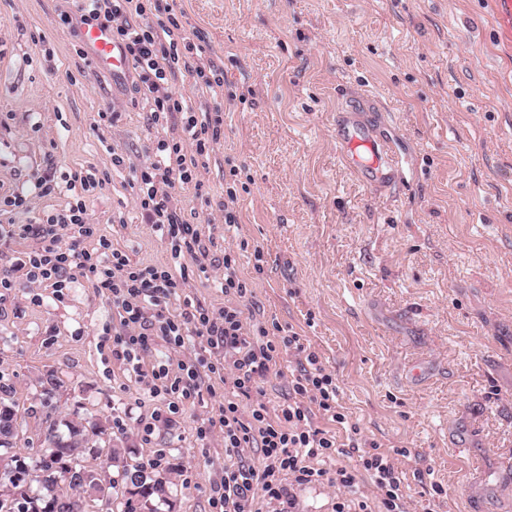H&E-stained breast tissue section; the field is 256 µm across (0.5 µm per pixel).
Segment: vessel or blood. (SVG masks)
I'll return each mask as SVG.
<instances>
[{"label":"vessel or blood","mask_w":512,"mask_h":512,"mask_svg":"<svg viewBox=\"0 0 512 512\" xmlns=\"http://www.w3.org/2000/svg\"><path fill=\"white\" fill-rule=\"evenodd\" d=\"M83 44L93 63L119 79L125 77L129 62L123 46L112 36L109 26L91 23L83 30ZM336 144L341 162L371 187H387L397 180V169L374 126L359 112L345 109L337 113Z\"/></svg>","instance_id":"1"}]
</instances>
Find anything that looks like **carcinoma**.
<instances>
[{"label":"carcinoma","instance_id":"carcinoma-1","mask_svg":"<svg viewBox=\"0 0 512 512\" xmlns=\"http://www.w3.org/2000/svg\"><path fill=\"white\" fill-rule=\"evenodd\" d=\"M40 402L48 404L60 383L49 371L40 381ZM19 416L12 388L0 383V512H84L85 496L105 498L126 509L137 499L140 512H162L171 506L170 481L143 462L122 465L121 480L98 477L97 460L107 454L120 460L122 449L109 429L97 422L83 424L46 415L40 448L32 456L14 451L20 441Z\"/></svg>","mask_w":512,"mask_h":512}]
</instances>
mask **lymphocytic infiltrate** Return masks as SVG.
Here are the masks:
<instances>
[{"label":"lymphocytic infiltrate","instance_id":"obj_1","mask_svg":"<svg viewBox=\"0 0 512 512\" xmlns=\"http://www.w3.org/2000/svg\"><path fill=\"white\" fill-rule=\"evenodd\" d=\"M75 2V12L62 14L61 22L111 26L137 76L135 89L156 136L147 162L129 168L130 186L143 223L164 238L170 262L160 267L131 264L125 252L105 239L96 249L81 248V240L96 232L82 197L96 186L89 174L80 179L81 193L64 208L26 224V233L39 245L17 259L16 270L59 296L76 276L92 280L116 316L112 357L150 396L171 394L190 401L223 389V404L198 429L203 438L215 431L224 435V479L212 489L213 512H299L297 492L312 484L335 488L332 512H407L404 478L396 465L400 448L381 450L349 421L338 402L335 377L306 350L300 336L291 332L277 339L264 323L246 320L242 304L251 296L252 284L232 251L224 253L223 276L209 273L215 239L185 218L176 190L190 185L196 194L207 191L198 174L221 138L224 115L199 111L197 102L223 96L224 80L210 57H180L178 48L187 39L190 22L153 13L144 0ZM184 72L193 79L192 89L179 94L173 84ZM62 229L75 240L66 249L58 244ZM196 277L220 289L222 309L211 312L185 298ZM190 347L197 356L182 358V350ZM284 347L305 363L291 381V397L272 409L263 400L262 384ZM317 414L347 427V449H338L335 437L314 422ZM338 451L354 458V465L320 467L321 459ZM363 476L374 487L373 499L358 496Z\"/></svg>","mask_w":512,"mask_h":512}]
</instances>
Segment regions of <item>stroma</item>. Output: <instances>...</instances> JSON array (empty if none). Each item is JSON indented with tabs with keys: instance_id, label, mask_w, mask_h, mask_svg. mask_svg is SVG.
Wrapping results in <instances>:
<instances>
[{
	"instance_id": "stroma-1",
	"label": "stroma",
	"mask_w": 512,
	"mask_h": 512,
	"mask_svg": "<svg viewBox=\"0 0 512 512\" xmlns=\"http://www.w3.org/2000/svg\"><path fill=\"white\" fill-rule=\"evenodd\" d=\"M185 14L188 42L222 68L224 133L203 179L180 193L211 225L215 259L233 250L252 282L244 312L296 332L336 377L364 434L406 448L409 512H512V35L490 0H160ZM67 0H0V194L53 173L0 228V380L20 412L40 407L55 371L62 419L106 425L128 462L162 458L173 512H211L224 477L221 436L199 426L223 390L187 402L144 433L164 397L141 390L103 344L112 305L78 278L64 299L13 266L35 247L21 223L66 205L93 174L87 214L139 266L166 244L141 221L113 154L140 165L154 135L131 77L112 79L62 24ZM375 121L394 185L366 188L340 161L337 112ZM236 170L238 224L224 226ZM423 362L428 377L410 383ZM445 489L436 495L434 485Z\"/></svg>"
}]
</instances>
